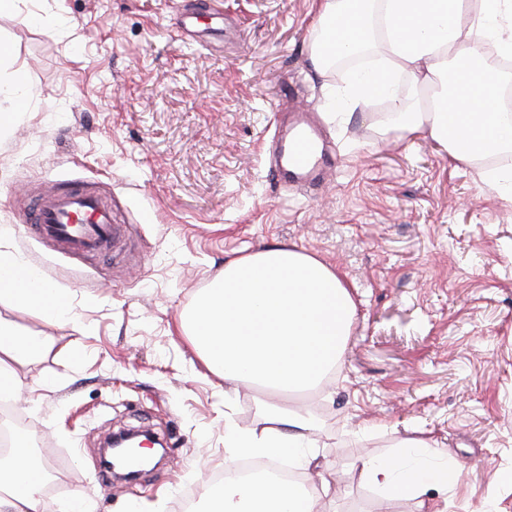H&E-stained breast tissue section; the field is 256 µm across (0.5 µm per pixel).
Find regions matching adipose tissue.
<instances>
[{
    "mask_svg": "<svg viewBox=\"0 0 512 512\" xmlns=\"http://www.w3.org/2000/svg\"><path fill=\"white\" fill-rule=\"evenodd\" d=\"M512 55V0H321L311 43V60L325 73L340 59L367 56L381 68L348 70L331 90L327 110L349 122L359 103L381 96L390 124L411 135H426L450 160L473 164L512 154V114L501 111L505 84L485 63V43ZM411 76L419 98H400L396 78ZM0 306L38 309L47 321L70 316L57 285L8 251H0ZM356 303L335 266L293 244L276 243L227 260L223 272L181 316V327L207 372L231 389L300 395L321 389L339 363ZM55 346L53 337L32 334L0 317V400L18 398L17 373ZM316 425L302 411L285 406L262 409L261 425L224 420L227 461L241 457L288 456L304 470L318 467ZM366 484L387 498L425 502L429 492L445 493L456 477L436 442L406 440L399 453L361 460ZM43 476L25 446L0 460V512H47ZM202 512H317L314 490L285 482L227 477L208 486Z\"/></svg>",
    "mask_w": 512,
    "mask_h": 512,
    "instance_id": "adipose-tissue-1",
    "label": "adipose tissue"
}]
</instances>
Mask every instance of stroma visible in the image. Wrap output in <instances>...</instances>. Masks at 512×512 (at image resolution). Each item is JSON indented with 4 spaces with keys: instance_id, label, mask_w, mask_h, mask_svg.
Here are the masks:
<instances>
[{
    "instance_id": "1",
    "label": "stroma",
    "mask_w": 512,
    "mask_h": 512,
    "mask_svg": "<svg viewBox=\"0 0 512 512\" xmlns=\"http://www.w3.org/2000/svg\"><path fill=\"white\" fill-rule=\"evenodd\" d=\"M319 0H32L0 16L31 97L0 138V246L64 289L68 320L0 310L68 347L20 369L11 415L52 459L56 503L174 512L224 462V383L179 317L245 249L285 243L334 264L357 303L334 374L289 399L314 420L324 512H418L366 486L360 461L437 441L458 476L448 512H512V204L430 138L386 126L374 98L326 112L343 70L319 74ZM199 19L179 35L184 12ZM315 114L334 165L317 187L270 175L272 139ZM83 182L125 232L110 258L67 257L22 230L31 195ZM147 428L166 458L133 484L106 475L111 433Z\"/></svg>"
}]
</instances>
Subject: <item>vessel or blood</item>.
Segmentation results:
<instances>
[{
	"mask_svg": "<svg viewBox=\"0 0 512 512\" xmlns=\"http://www.w3.org/2000/svg\"><path fill=\"white\" fill-rule=\"evenodd\" d=\"M281 157L283 164L278 174L291 179L321 177L334 161L328 149L317 148L310 132L289 137L281 146ZM24 231L68 252L106 255L122 227L113 223L112 206L105 197L77 184L65 190L51 188L38 195Z\"/></svg>",
	"mask_w": 512,
	"mask_h": 512,
	"instance_id": "obj_1",
	"label": "vessel or blood"
}]
</instances>
